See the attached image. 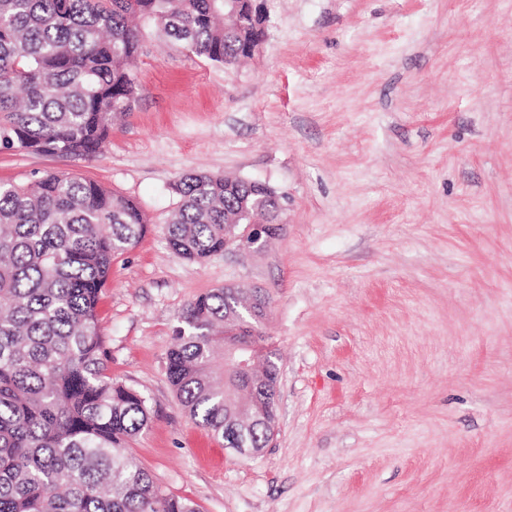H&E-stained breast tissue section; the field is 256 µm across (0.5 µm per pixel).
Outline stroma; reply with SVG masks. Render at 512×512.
<instances>
[{
  "instance_id": "35a3bbf8",
  "label": "stroma",
  "mask_w": 512,
  "mask_h": 512,
  "mask_svg": "<svg viewBox=\"0 0 512 512\" xmlns=\"http://www.w3.org/2000/svg\"><path fill=\"white\" fill-rule=\"evenodd\" d=\"M266 8L234 68L147 40L99 155L0 152V181L74 174L149 220L98 306L109 375L151 408L128 452L202 512H512V0ZM186 173L282 195L261 251L170 250ZM226 285L269 301L279 426L255 457L166 374L185 305Z\"/></svg>"
}]
</instances>
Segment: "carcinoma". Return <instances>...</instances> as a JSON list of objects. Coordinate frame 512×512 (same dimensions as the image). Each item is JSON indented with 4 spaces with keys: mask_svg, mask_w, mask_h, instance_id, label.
Segmentation results:
<instances>
[{
    "mask_svg": "<svg viewBox=\"0 0 512 512\" xmlns=\"http://www.w3.org/2000/svg\"><path fill=\"white\" fill-rule=\"evenodd\" d=\"M199 59L235 66L262 29L224 0H0V151L92 157L112 119L132 110L134 63L148 32ZM167 225L172 251L202 262L224 253L240 202L259 183L224 192V177L181 176ZM133 199L47 171L0 182V512H200L166 493L128 455L148 425L137 390L108 375L98 304L112 262L143 236ZM239 289L190 301L167 353V376L198 424L237 448H264L277 364L259 329L239 340L259 365L252 381L214 347L233 337Z\"/></svg>",
    "mask_w": 512,
    "mask_h": 512,
    "instance_id": "cac0c4a2",
    "label": "carcinoma"
}]
</instances>
